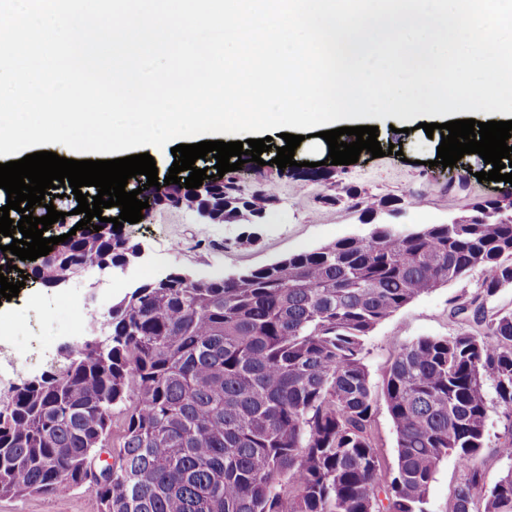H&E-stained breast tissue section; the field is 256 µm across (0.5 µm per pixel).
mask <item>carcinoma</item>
<instances>
[{
	"instance_id": "obj_1",
	"label": "carcinoma",
	"mask_w": 512,
	"mask_h": 512,
	"mask_svg": "<svg viewBox=\"0 0 512 512\" xmlns=\"http://www.w3.org/2000/svg\"><path fill=\"white\" fill-rule=\"evenodd\" d=\"M226 224L265 223L272 183L213 185ZM367 218L401 200L335 181L321 195ZM140 244L86 233L30 262L42 285L80 264L120 268ZM476 270L491 296L512 286V184L446 224H376L266 266L208 282L180 275L130 291L64 351L67 365L0 397V498L86 487L99 512H428L439 463L465 471L449 512H512V471L480 464L491 384L512 415V311L471 313L479 331L402 346L381 391L397 434L378 452L365 339L414 299ZM112 473L87 481L101 451Z\"/></svg>"
}]
</instances>
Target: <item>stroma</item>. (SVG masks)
I'll return each instance as SVG.
<instances>
[{
  "mask_svg": "<svg viewBox=\"0 0 512 512\" xmlns=\"http://www.w3.org/2000/svg\"><path fill=\"white\" fill-rule=\"evenodd\" d=\"M381 146L400 144L402 156L372 157L361 152L357 163L333 165L331 180L357 186L368 194L400 199L407 224H441L462 213L467 205L502 190L494 181H478L486 165L480 156L464 155L455 166L436 165L440 137H427L424 129L409 133L384 130ZM273 137L272 149L263 153L265 176L274 180L278 202L267 223L204 224L195 212L164 208L149 218L123 227L124 234L140 244L143 255L123 269L99 271L91 267L59 288L39 283L21 287L17 297L0 302V380L14 385L20 380L59 370L61 349L80 340L79 321L90 312L107 313L124 292L150 277L184 270L198 278H221L247 268H259L281 257L312 251L330 241L367 235L371 227L347 204L327 205L319 196L325 183L279 177L274 150L283 146ZM253 244H241L249 231ZM483 275L473 272L464 280L421 296L380 323L365 341V364L373 385H380L396 351L425 336H450L468 322L453 316L460 305H480L487 313L512 311V288L486 295ZM508 423L501 408H493L483 450L484 480L495 483L512 469V460L498 453ZM464 472L454 455L440 462L429 489V512H448L454 490ZM0 512H98L94 496L84 488L68 496L32 495L0 499Z\"/></svg>",
  "mask_w": 512,
  "mask_h": 512,
  "instance_id": "stroma-1",
  "label": "stroma"
}]
</instances>
